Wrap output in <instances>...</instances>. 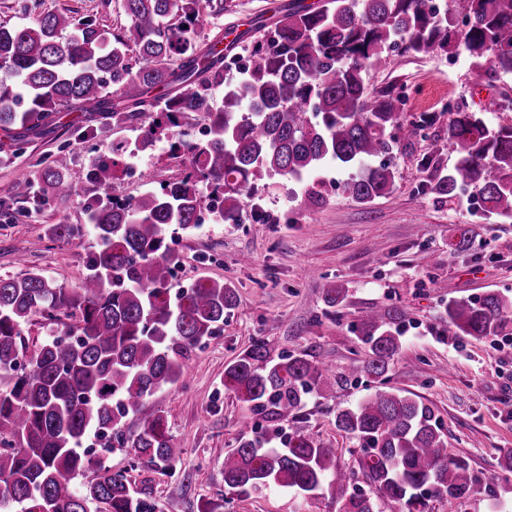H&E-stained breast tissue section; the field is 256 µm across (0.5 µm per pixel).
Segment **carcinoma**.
<instances>
[{
  "label": "carcinoma",
  "instance_id": "obj_1",
  "mask_svg": "<svg viewBox=\"0 0 512 512\" xmlns=\"http://www.w3.org/2000/svg\"><path fill=\"white\" fill-rule=\"evenodd\" d=\"M463 27L448 26L428 0L302 2L253 45L244 79L224 84V33L199 42L195 32L223 10L213 0H123L129 25L114 34L65 12L24 26L0 24V130L16 151L28 136L56 125L64 109L88 103L112 119L158 111L139 146L165 138L181 159V176L136 198L109 196L88 206L96 248L89 273L64 288L40 271L0 278V512H155L151 488L135 489L82 448L91 432L115 441L161 475L183 449L155 414L126 437L123 419L186 374L197 346L215 335L236 306L231 285L200 279L184 298L172 280L178 260L168 226L197 227L206 200L221 197L220 219L237 223L240 197L272 175L300 180L327 164L349 170L342 192L361 204L395 184L389 156L398 148L402 98L395 87L369 89V72L387 66L384 50L427 55L464 50L478 65L512 73V0H458ZM248 111H242L243 106ZM456 164L438 172L430 191L451 199L472 189L489 217L512 219V126L491 128L475 112L447 107ZM207 121L206 135L166 132ZM132 150L76 168L59 151L42 168L44 193H108ZM454 335L475 341L512 332V298L489 292L446 308ZM398 308L373 310L354 331L368 346L360 371L386 379L400 350ZM46 328L28 349L27 324ZM337 380L326 364L302 353L273 358L253 343L224 369V389L267 421L292 422L305 395ZM336 427L359 441L369 492L348 491L331 449L297 429L283 448L263 434L224 458V485L239 494L288 487L344 498L343 512H428L438 497L461 505L480 482L469 462L448 452L432 409L379 389L336 413ZM93 471V478L78 479Z\"/></svg>",
  "mask_w": 512,
  "mask_h": 512
}]
</instances>
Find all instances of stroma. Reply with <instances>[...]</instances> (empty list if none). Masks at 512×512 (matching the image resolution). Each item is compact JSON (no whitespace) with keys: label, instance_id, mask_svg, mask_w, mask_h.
I'll list each match as a JSON object with an SVG mask.
<instances>
[{"label":"stroma","instance_id":"obj_1","mask_svg":"<svg viewBox=\"0 0 512 512\" xmlns=\"http://www.w3.org/2000/svg\"><path fill=\"white\" fill-rule=\"evenodd\" d=\"M230 9L198 29V39L215 28L236 35L235 63L224 79L236 81L253 41L277 19L276 8L291 0H227ZM92 18L109 29L127 25L122 0H0V23L28 24L47 12ZM389 65L370 76L372 87L387 85L421 93L416 109L404 113L396 130L401 149L391 162L396 182L391 192L361 205L338 187L345 171L330 167L312 179L295 182L279 176L258 181L242 211L246 220H221L186 232L170 227L166 242L180 259L178 275L185 282L213 278L234 286L236 307L223 328L195 351L187 374L171 388L157 392L144 414L165 417L167 428L183 453L175 474L166 477L132 464L125 451L104 457L113 470L127 471L133 487L153 490L159 512H197L198 500L221 504V512H340L334 494L308 498L278 487L240 496L224 486V457L240 439L257 431L288 434L302 428L336 455L338 470L353 472V486L367 489L360 468L359 443L336 427L338 409L354 406L379 389V382L349 371L367 349L353 331L373 309L399 308L401 349L394 357L385 385L422 401L434 412L448 439L450 453L464 457L482 479L459 512H512V473L502 470L503 451L512 449V335L476 342L448 329L449 300L499 292L512 297V223L484 218L463 195L437 198L428 188L433 168H451L457 154L448 143V115L438 100L452 96L458 106L478 113L489 127L512 126V74L489 77L464 52L411 56L388 48ZM436 113L435 123L419 129L421 113ZM138 122L113 124L91 112H65L54 129L30 137L25 149L12 151L0 134V203L12 217H0V277H16L27 267L40 269L57 284L78 286L87 272L95 239L86 228L84 198L62 202L53 197L33 203L26 187L59 149L71 162L88 168L112 149L113 143L134 141ZM441 152L430 156L429 145ZM150 170L155 181L178 174L180 163L166 142L135 151L113 186L112 195L141 196L147 189L140 176ZM322 194L319 205L304 209L306 189ZM84 226L82 237L70 242L45 238L49 224ZM468 225L474 243L458 250V228ZM27 251L19 263L17 248ZM345 289L346 298L328 312L325 289ZM271 356L284 351L306 354L347 374L346 382L306 397L298 422L272 425L255 417L224 389V369L254 341Z\"/></svg>","mask_w":512,"mask_h":512}]
</instances>
